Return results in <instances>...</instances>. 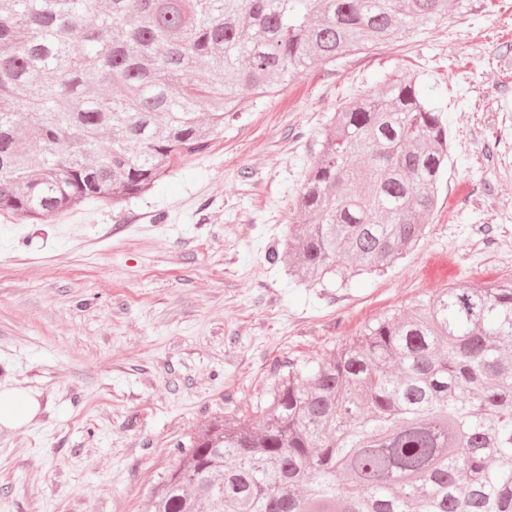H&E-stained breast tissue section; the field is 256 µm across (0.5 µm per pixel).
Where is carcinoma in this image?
<instances>
[{"label": "carcinoma", "instance_id": "carcinoma-1", "mask_svg": "<svg viewBox=\"0 0 512 512\" xmlns=\"http://www.w3.org/2000/svg\"><path fill=\"white\" fill-rule=\"evenodd\" d=\"M464 0H0V210L36 224L126 202L297 73ZM448 124L391 79L334 117L284 255L316 284L380 273L424 234ZM512 281L445 288L288 367L252 416L178 448L153 512H512Z\"/></svg>", "mask_w": 512, "mask_h": 512}]
</instances>
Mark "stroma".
I'll return each mask as SVG.
<instances>
[{
	"instance_id": "obj_1",
	"label": "stroma",
	"mask_w": 512,
	"mask_h": 512,
	"mask_svg": "<svg viewBox=\"0 0 512 512\" xmlns=\"http://www.w3.org/2000/svg\"><path fill=\"white\" fill-rule=\"evenodd\" d=\"M417 75L449 130L426 233L381 276L306 286L270 263L333 112ZM512 279V0H471L298 74L148 193L39 224L0 214V383L40 409L0 426V512H149L177 442L255 410L289 363L449 286Z\"/></svg>"
}]
</instances>
